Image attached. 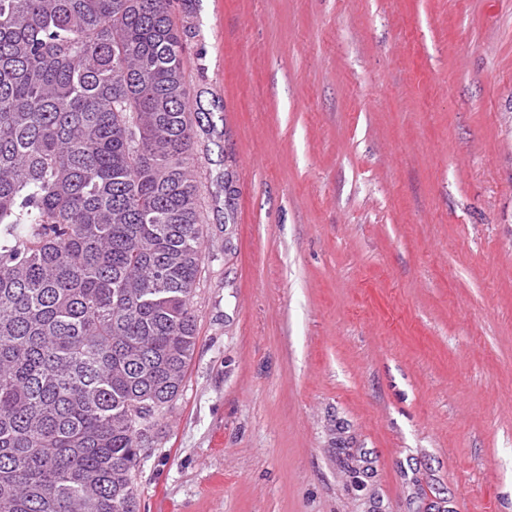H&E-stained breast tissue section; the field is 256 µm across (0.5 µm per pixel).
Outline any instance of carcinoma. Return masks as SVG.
<instances>
[{
    "label": "carcinoma",
    "instance_id": "cac0c4a2",
    "mask_svg": "<svg viewBox=\"0 0 512 512\" xmlns=\"http://www.w3.org/2000/svg\"><path fill=\"white\" fill-rule=\"evenodd\" d=\"M172 0H0V512H138L196 347Z\"/></svg>",
    "mask_w": 512,
    "mask_h": 512
}]
</instances>
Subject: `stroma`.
Here are the masks:
<instances>
[{
	"mask_svg": "<svg viewBox=\"0 0 512 512\" xmlns=\"http://www.w3.org/2000/svg\"><path fill=\"white\" fill-rule=\"evenodd\" d=\"M172 12L203 262L139 512H512V0Z\"/></svg>",
	"mask_w": 512,
	"mask_h": 512,
	"instance_id": "stroma-1",
	"label": "stroma"
}]
</instances>
